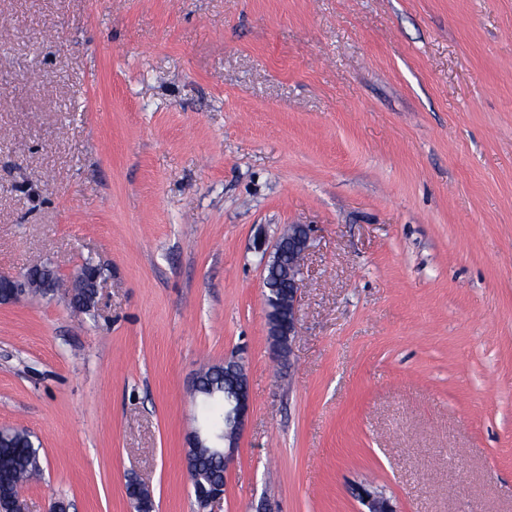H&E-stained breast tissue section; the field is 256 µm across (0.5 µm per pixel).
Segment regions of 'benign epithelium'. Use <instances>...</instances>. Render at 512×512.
Returning a JSON list of instances; mask_svg holds the SVG:
<instances>
[{
	"mask_svg": "<svg viewBox=\"0 0 512 512\" xmlns=\"http://www.w3.org/2000/svg\"><path fill=\"white\" fill-rule=\"evenodd\" d=\"M285 245L297 258V262L288 267V280L291 283L288 296L282 298L264 293L268 337L273 350L281 358L291 351L292 342L297 336L298 298L303 284L304 259L310 247L307 226L291 225L288 234L282 236L273 250L265 255V267L277 265ZM102 276V268L89 263L85 266L82 277H72L71 286L74 287L80 282L87 289V292L73 301L74 308L89 310L95 306ZM57 281L59 272L49 263L34 265L19 276L0 275V304L18 303L36 288L49 294ZM224 392L228 394V398L224 400V434L217 435L210 430L203 434L193 430L188 435L187 445L190 448L214 449V456L222 458L224 466L227 467L232 461L234 448L237 447L238 437L245 426L251 406L246 369L234 355L224 358ZM194 491L203 510L224 498L222 483L196 487ZM356 496L363 506L360 512H396L390 499L374 488L361 486L356 489Z\"/></svg>",
	"mask_w": 512,
	"mask_h": 512,
	"instance_id": "obj_1",
	"label": "benign epithelium"
}]
</instances>
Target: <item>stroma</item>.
Wrapping results in <instances>:
<instances>
[{
	"instance_id": "35a3bbf8",
	"label": "stroma",
	"mask_w": 512,
	"mask_h": 512,
	"mask_svg": "<svg viewBox=\"0 0 512 512\" xmlns=\"http://www.w3.org/2000/svg\"><path fill=\"white\" fill-rule=\"evenodd\" d=\"M310 228L276 361L262 258ZM0 305L27 512H200L202 367L251 410L212 512H512V0H0ZM59 277L58 270L50 263L34 265L19 276L0 275V304L18 303L29 296L35 288H41L50 294ZM60 286L59 281L58 288ZM84 268L81 280L82 288H87V292L78 295L75 301H72L74 308L78 310H89L95 306L98 288L103 276V270L98 265L89 263ZM356 496L363 506L360 512H397L390 499L377 489L361 486L356 489Z\"/></svg>"
}]
</instances>
